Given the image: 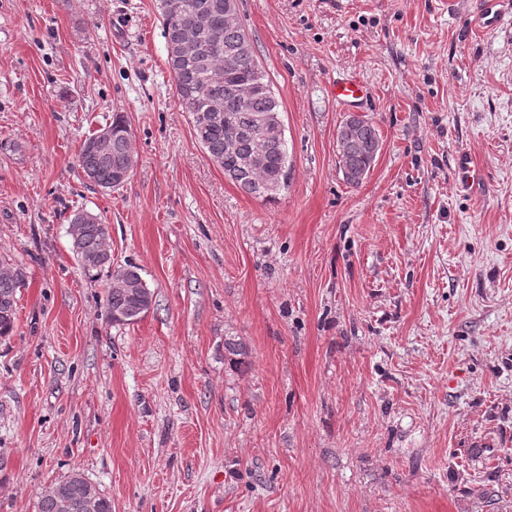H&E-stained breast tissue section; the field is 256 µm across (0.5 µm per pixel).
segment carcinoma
I'll return each instance as SVG.
<instances>
[{
    "label": "carcinoma",
    "mask_w": 512,
    "mask_h": 512,
    "mask_svg": "<svg viewBox=\"0 0 512 512\" xmlns=\"http://www.w3.org/2000/svg\"><path fill=\"white\" fill-rule=\"evenodd\" d=\"M162 37L167 64L173 77L179 107L189 114L195 136L212 164L244 193L274 201L288 187L290 163L280 103L268 90L269 79L259 67L255 52L241 50L243 25H224V0H160ZM110 137L99 144L96 135L85 138L77 161L90 185L118 189L126 184L136 165L132 133L125 116L112 115ZM345 141L340 168L346 182L358 185L370 170L381 141L379 130L363 115H353L339 126ZM73 251L83 268L100 272L112 268L108 225L103 218L76 210L70 218ZM0 340L13 335L17 292L25 285L22 269L0 258ZM107 317L127 316L136 322L153 303V292L142 279L140 268L128 264L111 274ZM89 481L72 473L55 486L78 502Z\"/></svg>",
    "instance_id": "cac0c4a2"
}]
</instances>
